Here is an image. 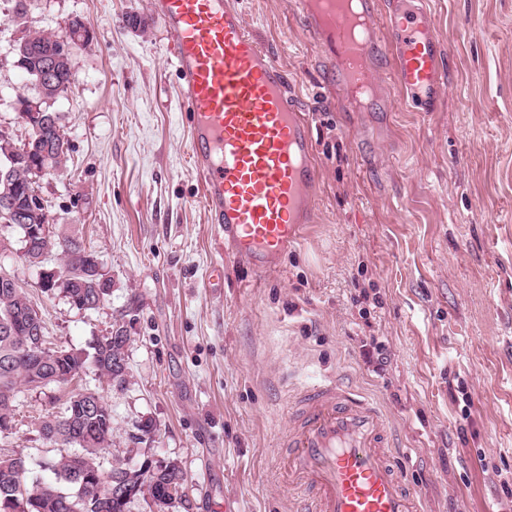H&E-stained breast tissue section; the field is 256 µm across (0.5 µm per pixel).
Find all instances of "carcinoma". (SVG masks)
I'll return each mask as SVG.
<instances>
[{
    "label": "carcinoma",
    "mask_w": 512,
    "mask_h": 512,
    "mask_svg": "<svg viewBox=\"0 0 512 512\" xmlns=\"http://www.w3.org/2000/svg\"><path fill=\"white\" fill-rule=\"evenodd\" d=\"M11 2L12 21L21 33L18 43L23 45L20 51L21 70L29 79L32 72L41 70L47 63L55 64V70L43 86L42 93L54 102L67 97L74 82L68 43L27 25L26 0ZM7 145L21 151V155L8 175L0 174V192L4 183H9L13 190V201L18 203V207L25 208L27 196L33 191L37 179L41 178L35 169L39 151L50 148L52 159L49 167L53 170L67 168L70 146L61 117L37 128L29 127V138L20 145L10 139L4 142L0 140V152ZM85 251L86 246L81 238L58 230L54 237L41 242L37 249L22 254V257L31 265L44 263L46 257L52 254L58 255L61 285L69 288L75 303H88V310L92 311L98 309L104 299L78 288L77 282L83 279L81 272L87 262ZM33 305L26 289L0 285V429L6 424L15 425V400L22 386L37 390L54 383H68L88 368L116 385L126 382L124 375L113 376L112 339L107 336L98 340L93 352L88 355L58 346L48 341L45 335L41 341L43 348L34 351L36 336L32 332L30 317ZM82 395L80 392L73 394L59 411L41 420L39 435L43 442L66 446L65 452L49 462L54 474L53 481H25L19 488L15 481L17 467L26 458L0 455V512H6L4 501L12 498L25 502L29 512H127L131 498L112 497V475L123 464L106 469L98 461L99 452L112 444V414L82 410L78 402ZM84 396L102 399L97 392ZM84 476L91 489L78 496L76 492ZM141 477L145 490L138 492V495L149 496L153 512H169L175 507L170 489L186 482V475L177 463L153 462L146 466Z\"/></svg>",
    "instance_id": "carcinoma-1"
}]
</instances>
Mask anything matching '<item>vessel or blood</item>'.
<instances>
[{
	"label": "vessel or blood",
	"mask_w": 512,
	"mask_h": 512,
	"mask_svg": "<svg viewBox=\"0 0 512 512\" xmlns=\"http://www.w3.org/2000/svg\"><path fill=\"white\" fill-rule=\"evenodd\" d=\"M307 27L335 59L343 97L373 86L370 51L386 48L400 92L434 111L444 82L433 17L422 0H298ZM190 115V159L203 204L235 255L276 267L314 218L319 169L311 127L284 70L249 32L237 0H153ZM280 469L298 512H419L392 451L381 408L334 378L288 409Z\"/></svg>",
	"instance_id": "b4317fda"
}]
</instances>
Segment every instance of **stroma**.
<instances>
[{
    "mask_svg": "<svg viewBox=\"0 0 512 512\" xmlns=\"http://www.w3.org/2000/svg\"><path fill=\"white\" fill-rule=\"evenodd\" d=\"M444 52L438 111L416 112L371 58L379 102L354 110L296 0H240L248 28L306 111L320 175L315 223L276 270L226 246L189 161L180 83L151 0H27L30 25L66 38L74 84L55 109L69 171L39 181L56 223L112 279L98 310L42 293L17 235L0 267L30 286L51 339L78 352L115 325L130 337L123 385L24 391L0 452L49 480L35 419L88 386L112 412L104 466L173 461L189 508L295 512L278 449L296 393L328 375L388 414L423 512H512V0H425ZM0 0V131L24 142L11 101L26 77ZM154 431H138L144 421Z\"/></svg>",
    "mask_w": 512,
    "mask_h": 512,
    "instance_id": "obj_1",
    "label": "stroma"
}]
</instances>
